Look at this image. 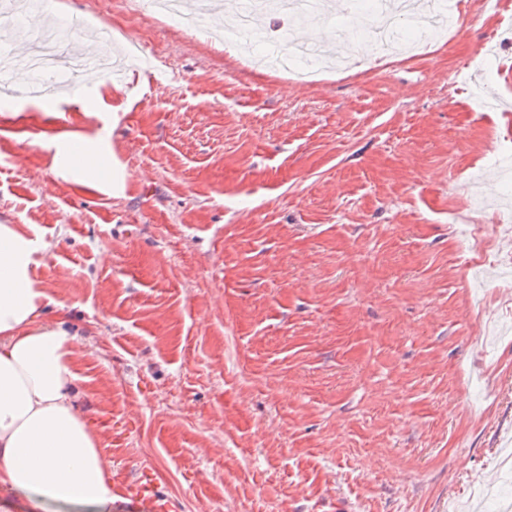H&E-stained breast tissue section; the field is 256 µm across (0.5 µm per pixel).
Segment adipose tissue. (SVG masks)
<instances>
[{
    "instance_id": "obj_1",
    "label": "adipose tissue",
    "mask_w": 512,
    "mask_h": 512,
    "mask_svg": "<svg viewBox=\"0 0 512 512\" xmlns=\"http://www.w3.org/2000/svg\"><path fill=\"white\" fill-rule=\"evenodd\" d=\"M53 167L73 184L113 192L112 145L96 133L52 139ZM53 242L0 224V485L47 505L96 508L112 502V470L79 406L72 359L78 340L44 324L48 299L34 276Z\"/></svg>"
}]
</instances>
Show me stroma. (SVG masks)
Wrapping results in <instances>:
<instances>
[{"instance_id": "stroma-1", "label": "stroma", "mask_w": 512, "mask_h": 512, "mask_svg": "<svg viewBox=\"0 0 512 512\" xmlns=\"http://www.w3.org/2000/svg\"><path fill=\"white\" fill-rule=\"evenodd\" d=\"M126 77L0 87V220L52 241L80 406L153 512H503L512 503V22L309 84L145 0H30ZM111 39H104V32ZM104 100L103 110L87 108ZM101 131L122 193L49 137Z\"/></svg>"}]
</instances>
